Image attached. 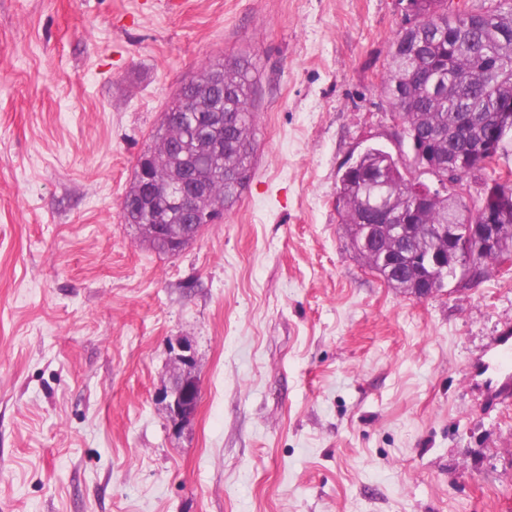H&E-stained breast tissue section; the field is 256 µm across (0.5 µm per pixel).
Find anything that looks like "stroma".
Masks as SVG:
<instances>
[{
    "instance_id": "35a3bbf8",
    "label": "stroma",
    "mask_w": 512,
    "mask_h": 512,
    "mask_svg": "<svg viewBox=\"0 0 512 512\" xmlns=\"http://www.w3.org/2000/svg\"><path fill=\"white\" fill-rule=\"evenodd\" d=\"M406 4L0 0V512H512V270L416 297L335 209L370 146L432 179L380 88ZM234 57L251 178L157 254L121 216L136 160L182 80ZM173 367L169 386L162 393L168 417L174 424L186 425L194 420L201 397V384L192 345L186 341L172 346Z\"/></svg>"
}]
</instances>
